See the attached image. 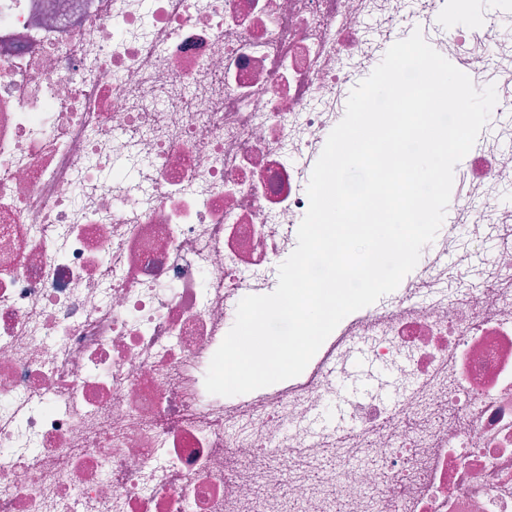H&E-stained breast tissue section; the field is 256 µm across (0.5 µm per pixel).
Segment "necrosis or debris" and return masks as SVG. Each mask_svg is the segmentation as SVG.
<instances>
[{
	"mask_svg": "<svg viewBox=\"0 0 512 512\" xmlns=\"http://www.w3.org/2000/svg\"><path fill=\"white\" fill-rule=\"evenodd\" d=\"M447 9L0 0V512H512V125L470 153L427 262L299 376L204 384L386 46L421 30L512 103V32ZM356 346L397 404L316 426Z\"/></svg>",
	"mask_w": 512,
	"mask_h": 512,
	"instance_id": "4bbe7bcc",
	"label": "necrosis or debris"
}]
</instances>
